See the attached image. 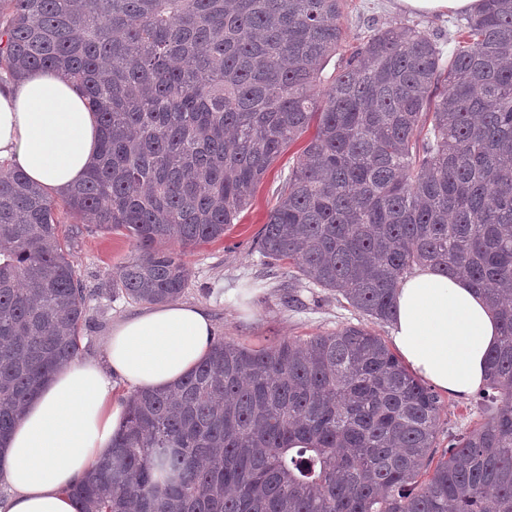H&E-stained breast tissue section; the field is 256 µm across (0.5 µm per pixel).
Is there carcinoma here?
Instances as JSON below:
<instances>
[{"label": "carcinoma", "mask_w": 512, "mask_h": 512, "mask_svg": "<svg viewBox=\"0 0 512 512\" xmlns=\"http://www.w3.org/2000/svg\"><path fill=\"white\" fill-rule=\"evenodd\" d=\"M482 2L446 63L401 23L327 75L345 0H0V85L56 70L99 119L97 166L56 201L0 165V442L79 354L84 234L135 242L109 294L175 301L170 244L223 238L313 127L259 251L378 323L415 267L466 278L500 322L492 412L439 454L438 395L376 333L217 339L128 396L77 512H512V0Z\"/></svg>", "instance_id": "obj_1"}]
</instances>
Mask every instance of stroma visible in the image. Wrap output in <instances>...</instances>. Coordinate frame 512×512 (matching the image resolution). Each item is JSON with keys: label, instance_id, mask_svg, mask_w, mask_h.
Segmentation results:
<instances>
[{"label": "stroma", "instance_id": "obj_1", "mask_svg": "<svg viewBox=\"0 0 512 512\" xmlns=\"http://www.w3.org/2000/svg\"><path fill=\"white\" fill-rule=\"evenodd\" d=\"M456 19L453 13L408 12L400 9L395 0H347L343 41L329 65L337 67L373 30L400 22L434 34L443 57H450L455 47L452 35ZM301 148V143H294L271 165L251 205L223 239L188 250L185 255L192 275L181 300L209 312L216 337L261 347L283 337L306 339L361 321L341 295L319 288L301 289L298 305H284L282 297L286 284L292 280L291 269L268 266L253 245ZM133 252L130 239L101 233L85 237L75 250L72 260L78 276L84 287L94 293L88 321L80 333V358H99L112 327L142 312L141 304L103 293L113 270ZM470 402L467 395L441 396L438 448H447L454 435L479 422V414L470 409Z\"/></svg>", "mask_w": 512, "mask_h": 512}]
</instances>
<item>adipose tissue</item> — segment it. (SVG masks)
<instances>
[{"instance_id":"adipose-tissue-1","label":"adipose tissue","mask_w":512,"mask_h":512,"mask_svg":"<svg viewBox=\"0 0 512 512\" xmlns=\"http://www.w3.org/2000/svg\"><path fill=\"white\" fill-rule=\"evenodd\" d=\"M98 123L79 90L51 70L0 86V160L45 190L85 179L98 154ZM209 313L161 305L117 323L95 360L59 369L6 443L9 487L0 512H75L69 491L112 447L123 407L117 384L158 390L179 381L213 341ZM500 337L494 311L468 280L421 266L395 297L391 342L414 375L446 394H469L487 379Z\"/></svg>"}]
</instances>
